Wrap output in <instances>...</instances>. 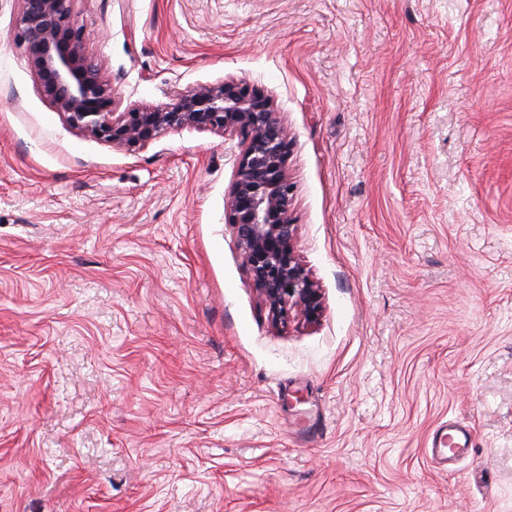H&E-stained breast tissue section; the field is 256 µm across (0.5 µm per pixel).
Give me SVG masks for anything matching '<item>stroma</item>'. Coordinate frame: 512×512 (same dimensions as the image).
Returning <instances> with one entry per match:
<instances>
[{"mask_svg": "<svg viewBox=\"0 0 512 512\" xmlns=\"http://www.w3.org/2000/svg\"><path fill=\"white\" fill-rule=\"evenodd\" d=\"M0 0V512H512V0H76L117 111L236 79L293 145L316 324L237 142L69 126ZM443 426L467 451L427 449Z\"/></svg>", "mask_w": 512, "mask_h": 512, "instance_id": "1", "label": "stroma"}]
</instances>
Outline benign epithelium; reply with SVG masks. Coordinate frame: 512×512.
I'll list each match as a JSON object with an SVG mask.
<instances>
[{
  "label": "benign epithelium",
  "instance_id": "7a95c632",
  "mask_svg": "<svg viewBox=\"0 0 512 512\" xmlns=\"http://www.w3.org/2000/svg\"><path fill=\"white\" fill-rule=\"evenodd\" d=\"M22 2L17 36L27 43L45 94L71 127L129 148L183 129L237 138L225 213L252 286L273 324L317 322L322 291L296 250L293 187L286 170L292 138L271 99L243 82L224 80L177 90L163 105L113 112L111 80L84 46L73 0Z\"/></svg>",
  "mask_w": 512,
  "mask_h": 512
}]
</instances>
